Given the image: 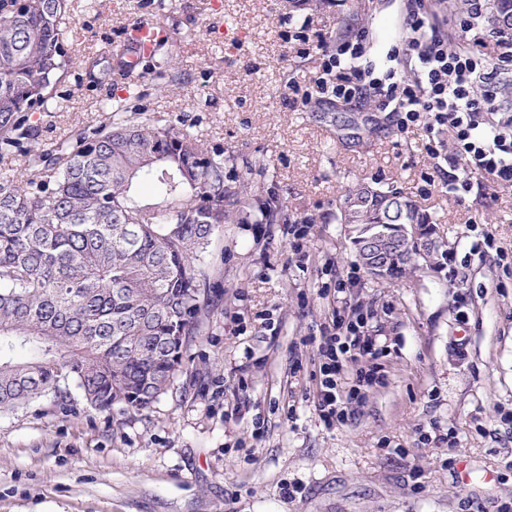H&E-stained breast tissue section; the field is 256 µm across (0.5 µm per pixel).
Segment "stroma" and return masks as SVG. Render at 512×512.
I'll return each mask as SVG.
<instances>
[{
  "mask_svg": "<svg viewBox=\"0 0 512 512\" xmlns=\"http://www.w3.org/2000/svg\"><path fill=\"white\" fill-rule=\"evenodd\" d=\"M409 0H69L63 109L45 118L52 144L99 119L106 98L191 126L223 150L231 182L264 164L243 223H224L201 260L214 303L166 391L150 408H90L79 391L0 413V512H500L512 504V187L472 178L398 131L394 116L316 96L322 51L341 29L365 33L384 60ZM233 19L240 39L211 30ZM310 19L324 48L289 40ZM159 48L130 81L97 82L90 61L119 49L140 20ZM176 70L162 87L159 72ZM314 93L288 104L291 83ZM394 187L430 213L449 269L396 281L363 270L344 188ZM314 219L301 251L287 225L265 224L269 201ZM368 310L387 345L383 385L326 427L314 409L319 335L338 307L336 283ZM277 333H270L267 322ZM453 436L447 446L445 436ZM473 469L464 477L462 463Z\"/></svg>",
  "mask_w": 512,
  "mask_h": 512,
  "instance_id": "1",
  "label": "stroma"
}]
</instances>
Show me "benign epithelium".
I'll return each instance as SVG.
<instances>
[{
	"label": "benign epithelium",
	"mask_w": 512,
	"mask_h": 512,
	"mask_svg": "<svg viewBox=\"0 0 512 512\" xmlns=\"http://www.w3.org/2000/svg\"><path fill=\"white\" fill-rule=\"evenodd\" d=\"M394 204V198L385 197L379 190L368 186L348 213V220L355 232L353 245L359 260L378 278L388 277L393 259L403 252L410 240L419 237L415 224H398L395 230L387 234L373 224L361 223L363 213L376 211L381 214Z\"/></svg>",
	"instance_id": "benign-epithelium-1"
}]
</instances>
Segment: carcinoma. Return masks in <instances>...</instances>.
<instances>
[{
	"instance_id": "carcinoma-1",
	"label": "carcinoma",
	"mask_w": 512,
	"mask_h": 512,
	"mask_svg": "<svg viewBox=\"0 0 512 512\" xmlns=\"http://www.w3.org/2000/svg\"><path fill=\"white\" fill-rule=\"evenodd\" d=\"M490 23L512 0H485ZM69 0H0V412L77 388L99 411L149 408L199 336L212 305L198 258L246 199L224 175V154L121 102L52 146L30 113H50L65 73L62 19ZM125 48L103 72L128 73ZM159 201L141 205L140 183ZM410 218L429 214L397 190ZM267 224H312L283 207ZM26 357L20 359L17 354Z\"/></svg>"
}]
</instances>
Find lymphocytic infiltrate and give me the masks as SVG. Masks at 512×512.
<instances>
[{
    "mask_svg": "<svg viewBox=\"0 0 512 512\" xmlns=\"http://www.w3.org/2000/svg\"><path fill=\"white\" fill-rule=\"evenodd\" d=\"M460 29L470 48L450 47L417 8H410L388 58L413 60L411 77L392 67L376 74L363 60L365 48L358 37L327 53L316 85L339 100H373L378 111L396 115L400 131L422 125L427 154L435 159L449 151L468 173L467 179L452 180L453 191H468L474 176L511 186L512 113L500 112L497 93L487 81L486 43L480 31L466 20ZM445 131L450 140L442 139ZM317 351L315 411L326 425L344 423L349 404L362 403L367 390L382 383L379 360L386 347L370 334L362 308L347 304L323 328Z\"/></svg>",
    "mask_w": 512,
    "mask_h": 512,
    "instance_id": "lymphocytic-infiltrate-1",
    "label": "lymphocytic infiltrate"
}]
</instances>
